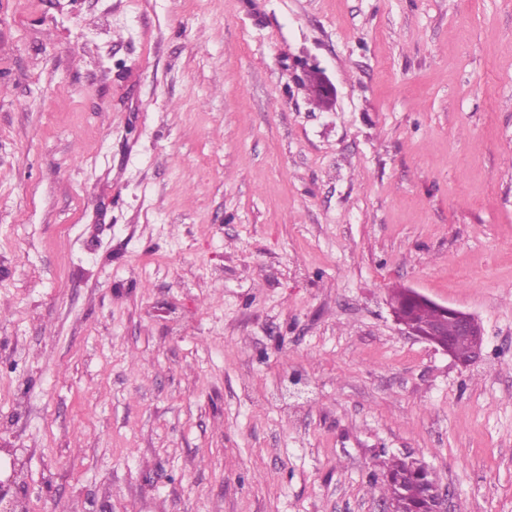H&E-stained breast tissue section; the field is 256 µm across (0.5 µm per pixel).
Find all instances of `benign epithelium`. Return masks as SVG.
<instances>
[{
	"instance_id": "benign-epithelium-1",
	"label": "benign epithelium",
	"mask_w": 512,
	"mask_h": 512,
	"mask_svg": "<svg viewBox=\"0 0 512 512\" xmlns=\"http://www.w3.org/2000/svg\"><path fill=\"white\" fill-rule=\"evenodd\" d=\"M411 303L427 304L437 310L439 319L433 322L425 330H419L405 314L406 307ZM390 312L396 324L403 327V331L409 336H415L425 340L441 349L458 364L467 368L480 357L484 344V330L481 323L471 314L460 309L439 304L418 291L411 288H394L389 296ZM451 320L455 322L461 333L475 339L476 345L473 354L468 359L456 356L448 342L435 341L433 337L442 335L443 324ZM10 474L5 479H0V512H27L25 502L19 498L12 489L15 488L17 469L15 463H10ZM430 499L429 512H448V494L439 486H434L428 493Z\"/></svg>"
}]
</instances>
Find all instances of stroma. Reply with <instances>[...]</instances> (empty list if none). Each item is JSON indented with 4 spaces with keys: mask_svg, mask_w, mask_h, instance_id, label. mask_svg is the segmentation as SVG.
<instances>
[{
    "mask_svg": "<svg viewBox=\"0 0 512 512\" xmlns=\"http://www.w3.org/2000/svg\"><path fill=\"white\" fill-rule=\"evenodd\" d=\"M0 444L29 512H381L395 454L512 512V0H0ZM411 303L427 304L437 310L439 319L433 322L425 331L418 330L415 324L405 314L406 307ZM390 312L396 324L403 327V331L409 336H415L421 340H425L434 346L441 349L443 352L448 353L457 361L462 367L467 368L471 366L480 357L484 344V330L481 323L470 313L460 309L439 304L418 291L411 288H394L391 290L389 296ZM448 319L455 322L461 333L467 336H460L455 324ZM448 321V328L446 330L448 340L454 346L455 351L461 357L467 358L470 356L472 349V340L470 336L475 339L476 345L473 354L469 359H463L456 355L448 344V340L439 342L430 339L427 336H443V324Z\"/></svg>",
    "mask_w": 512,
    "mask_h": 512,
    "instance_id": "obj_1",
    "label": "stroma"
}]
</instances>
